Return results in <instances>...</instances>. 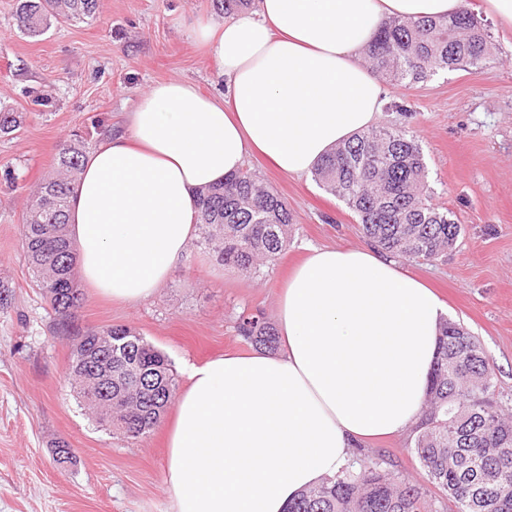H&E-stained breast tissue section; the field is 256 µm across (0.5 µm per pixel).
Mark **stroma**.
Instances as JSON below:
<instances>
[{
	"label": "stroma",
	"mask_w": 512,
	"mask_h": 512,
	"mask_svg": "<svg viewBox=\"0 0 512 512\" xmlns=\"http://www.w3.org/2000/svg\"><path fill=\"white\" fill-rule=\"evenodd\" d=\"M15 0H0V107L20 113L0 136V282L11 304L0 312V512H172L163 487L164 413L129 440L81 407L67 377L72 339L59 335L21 251L32 188L56 170L59 143L78 135L97 147L121 131L141 95L163 81L222 85L213 59L188 36L187 20L223 21L213 0H99L94 20L53 26L29 38L14 24ZM494 55L427 81L386 83L379 123L407 124L421 141L432 201L454 212L464 232L436 262L407 263L448 304L450 317L479 338L494 368L501 406L512 412V30L489 21ZM410 117H403V110ZM247 168L288 203L294 232L287 251L254 276L217 261L192 242L156 292L130 305L81 284L82 326L132 327L171 360L177 389L184 366L249 345L245 313L275 322L279 292L309 247L363 244L355 215L313 176H287L263 158ZM402 433L365 446L372 458L417 482L425 475ZM74 451L55 460L57 443Z\"/></svg>",
	"instance_id": "1"
}]
</instances>
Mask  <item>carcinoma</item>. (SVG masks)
Wrapping results in <instances>:
<instances>
[{
	"mask_svg": "<svg viewBox=\"0 0 512 512\" xmlns=\"http://www.w3.org/2000/svg\"><path fill=\"white\" fill-rule=\"evenodd\" d=\"M96 12L97 0H16L15 19L21 34L37 38L61 19L83 21ZM490 54L487 29L467 8L426 20L392 18L366 52L372 70L397 84L463 65L478 68ZM20 124L18 113L0 111V134ZM85 149L78 139L59 144L57 174L27 202L23 254L59 333L78 338L66 373L78 397L99 421L112 419L113 428L135 440L150 433L172 403L175 378L169 358L135 330L76 323L81 292L67 223ZM313 176L357 216L364 238L390 254L433 262L456 247L462 225L431 202L422 144L404 126L355 135L323 158ZM197 207L202 239L226 265L255 274L288 247L287 202L247 170L199 192ZM237 331L252 344L276 348L275 329L257 316L240 315ZM107 363L112 389L104 391L97 370ZM495 392L479 339L445 320L411 446L428 484L382 467L381 458L355 455L335 476L301 491L288 512H512V414L500 408Z\"/></svg>",
	"mask_w": 512,
	"mask_h": 512,
	"instance_id": "obj_1",
	"label": "carcinoma"
}]
</instances>
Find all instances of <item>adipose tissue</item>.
Returning <instances> with one entry per match:
<instances>
[{
	"mask_svg": "<svg viewBox=\"0 0 512 512\" xmlns=\"http://www.w3.org/2000/svg\"><path fill=\"white\" fill-rule=\"evenodd\" d=\"M464 0H258L189 36L223 92L152 85L83 161L69 202L81 278L135 304L200 233L197 194L259 153L311 174L383 112L363 51L392 17L437 18ZM447 304L372 244L313 247L278 300V353L231 352L185 367L163 482L173 512H287L359 446L412 429L429 390Z\"/></svg>",
	"mask_w": 512,
	"mask_h": 512,
	"instance_id": "1",
	"label": "adipose tissue"
}]
</instances>
